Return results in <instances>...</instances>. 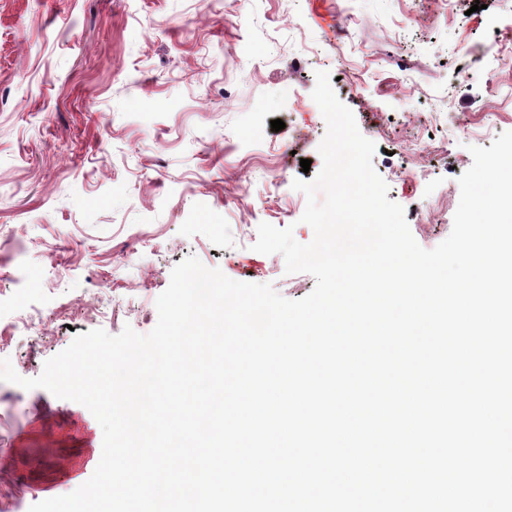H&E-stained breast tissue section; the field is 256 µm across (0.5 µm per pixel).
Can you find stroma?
<instances>
[{
  "label": "stroma",
  "instance_id": "stroma-1",
  "mask_svg": "<svg viewBox=\"0 0 512 512\" xmlns=\"http://www.w3.org/2000/svg\"><path fill=\"white\" fill-rule=\"evenodd\" d=\"M511 40L512 0H0V358L35 378L76 334L149 333L191 255L309 295L252 246L263 222L314 237L292 183L322 167L320 70L435 248L470 147L512 131ZM102 441L83 405L0 381V512L76 490Z\"/></svg>",
  "mask_w": 512,
  "mask_h": 512
}]
</instances>
